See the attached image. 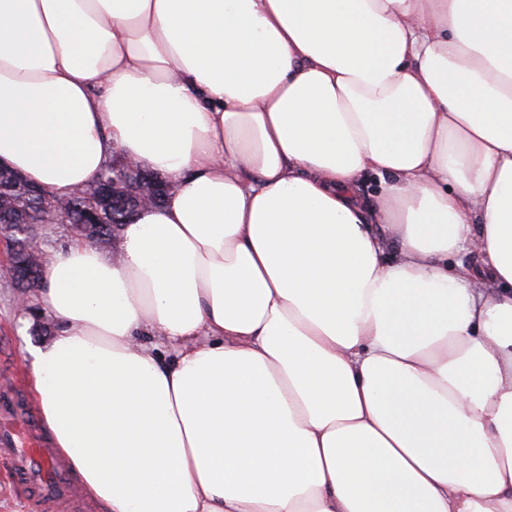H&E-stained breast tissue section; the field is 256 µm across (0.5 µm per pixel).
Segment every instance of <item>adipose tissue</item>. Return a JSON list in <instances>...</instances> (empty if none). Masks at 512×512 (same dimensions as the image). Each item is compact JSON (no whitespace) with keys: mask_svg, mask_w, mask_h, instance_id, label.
Wrapping results in <instances>:
<instances>
[{"mask_svg":"<svg viewBox=\"0 0 512 512\" xmlns=\"http://www.w3.org/2000/svg\"><path fill=\"white\" fill-rule=\"evenodd\" d=\"M118 153L30 363L102 512H512V0H0V163ZM118 164L119 161L112 160V163L107 165L99 176L112 178V191L119 183H139L142 187L141 194L138 198L139 205H148L155 200L158 195L155 193L154 183L152 176L148 170L143 169L135 162L128 161L127 159L122 166L115 168L112 174V165Z\"/></svg>","mask_w":512,"mask_h":512,"instance_id":"obj_1","label":"adipose tissue"}]
</instances>
